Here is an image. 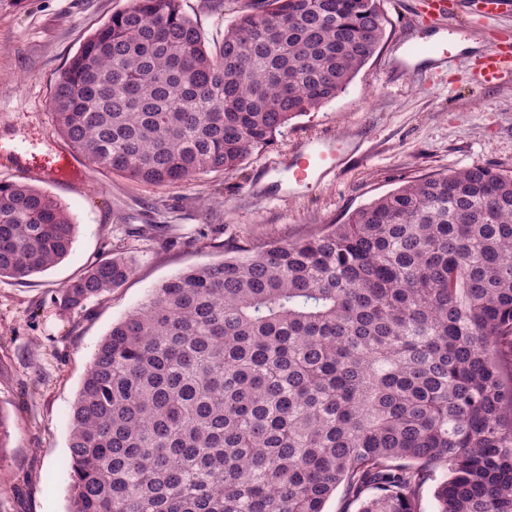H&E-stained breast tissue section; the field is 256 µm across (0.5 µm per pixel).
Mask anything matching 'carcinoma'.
Returning <instances> with one entry per match:
<instances>
[{
    "mask_svg": "<svg viewBox=\"0 0 512 512\" xmlns=\"http://www.w3.org/2000/svg\"><path fill=\"white\" fill-rule=\"evenodd\" d=\"M379 0H261L206 49L181 0H131L70 60L53 131L158 186L234 172L336 98ZM67 207L0 181V280L63 260ZM135 273L115 250L65 311ZM69 512H512V170L429 174L295 241L155 288L112 326L71 413Z\"/></svg>",
    "mask_w": 512,
    "mask_h": 512,
    "instance_id": "carcinoma-1",
    "label": "carcinoma"
}]
</instances>
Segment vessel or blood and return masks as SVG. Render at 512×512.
Masks as SVG:
<instances>
[{"label": "vessel or blood", "instance_id": "1", "mask_svg": "<svg viewBox=\"0 0 512 512\" xmlns=\"http://www.w3.org/2000/svg\"><path fill=\"white\" fill-rule=\"evenodd\" d=\"M407 54L417 64H436L446 59L448 46L445 40L413 39ZM512 73V45L504 43L485 51L478 60V80L492 87ZM348 141L326 137L317 142L300 144L282 163L281 171L287 176L289 186H303L307 181L320 179L340 170L351 154Z\"/></svg>", "mask_w": 512, "mask_h": 512}]
</instances>
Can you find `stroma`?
<instances>
[{
    "instance_id": "1",
    "label": "stroma",
    "mask_w": 512,
    "mask_h": 512,
    "mask_svg": "<svg viewBox=\"0 0 512 512\" xmlns=\"http://www.w3.org/2000/svg\"><path fill=\"white\" fill-rule=\"evenodd\" d=\"M129 0H0V181H29L68 208L77 226L70 254L25 280H0V413L11 423L0 462V512H68L71 411L94 354L113 324L155 288L198 265L223 261L229 246L296 240L406 181L472 165L512 170V81L481 85L477 56L512 37V15L484 24L474 11L454 27L463 49L444 67L404 66L422 0H380L385 37L347 89L289 121L273 144L239 170L155 186L92 170L52 130L54 82L80 46ZM258 0H181L205 46ZM351 139L340 171L277 191L275 170L300 143ZM122 250L134 275L75 313L58 289Z\"/></svg>"
}]
</instances>
